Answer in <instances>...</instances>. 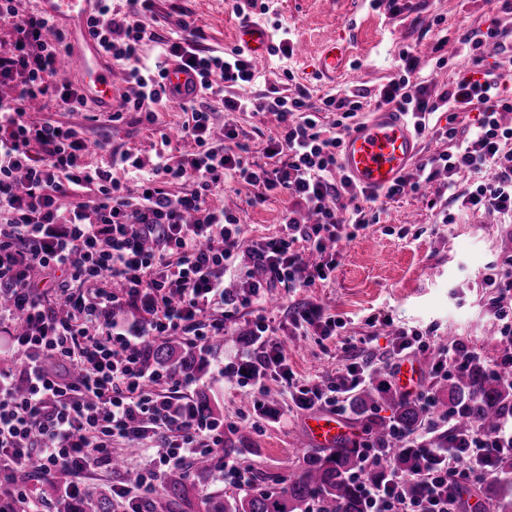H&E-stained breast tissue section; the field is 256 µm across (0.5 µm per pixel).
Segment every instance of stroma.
<instances>
[{
    "label": "stroma",
    "mask_w": 512,
    "mask_h": 512,
    "mask_svg": "<svg viewBox=\"0 0 512 512\" xmlns=\"http://www.w3.org/2000/svg\"><path fill=\"white\" fill-rule=\"evenodd\" d=\"M399 2L402 10L395 14L390 0H379L375 8L369 0H265L268 11L263 22L271 28L279 24L288 27L293 52L272 56L269 64L261 66L260 78L248 87V95L290 96L303 89L317 101L357 92L368 113L376 107L379 88L397 74L400 48H413L421 56L420 73L411 80L410 90H417L425 81L436 95L458 73L471 69L474 52L467 37L486 29L490 18L499 19L504 42L512 50V10L506 8L504 0ZM183 21L200 28L205 51L220 56L234 48L241 18L234 11L233 0H155L146 25L155 36L165 37ZM330 33L342 37L349 50L346 75L333 81L318 77L309 63L322 37ZM440 55L447 57L448 65L438 70L434 63ZM50 117L75 127L90 141H107V150L89 154L87 162L94 167L109 165L114 150L133 153L150 166L158 152L178 157L194 149L193 143L181 137L187 115L176 104L159 112L154 125L139 121L133 112L110 121L108 114L92 103L74 112L56 108ZM210 117L215 134L236 128L249 159L268 164L264 148L280 132L275 113L231 112L225 110L222 98H214ZM165 135L171 140L166 147L161 144ZM475 180L473 173L461 172L455 177V189L450 190L446 176L441 175L418 192L396 199L379 198V222L366 225L356 237L341 243L336 269L329 279L297 291L269 289L265 316L299 376L316 384L334 380L347 363L348 347L353 345L387 359L398 328L426 333L435 342L467 340L487 366L500 360L502 345L490 313L491 291L484 288L483 278L501 256L512 253V223H485L483 213L459 210L450 201V192L467 191ZM214 202L243 224L238 261L243 268H253L251 247L254 242L278 236L289 205L287 195L273 194L253 206L246 194L236 193L230 184ZM446 212L454 215V223H443ZM308 303L320 305L325 315L336 319L335 335H297L292 316L296 308ZM252 353L249 344L203 352L196 371L208 383L207 394L216 417L224 421L225 432L251 428L252 449L241 461L256 482L272 486L287 480L299 458L318 453L319 448L305 432V412L296 408L277 376H266L259 392L219 376V367L230 356ZM259 399L269 409V418H257L254 403ZM112 454L123 460V467L102 465L87 473L83 482L89 498L111 495L113 485L124 480L126 470L140 463L121 442L113 444ZM225 492L221 477L214 471L204 479H192L184 497H153L148 509L207 512V502H223Z\"/></svg>",
    "instance_id": "35a3bbf8"
}]
</instances>
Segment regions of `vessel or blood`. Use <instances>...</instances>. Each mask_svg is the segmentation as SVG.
Listing matches in <instances>:
<instances>
[{"label": "vessel or blood", "instance_id": "vessel-or-blood-1", "mask_svg": "<svg viewBox=\"0 0 512 512\" xmlns=\"http://www.w3.org/2000/svg\"><path fill=\"white\" fill-rule=\"evenodd\" d=\"M44 13L72 21L70 35L76 48L61 66L81 74L85 97L104 109H111L112 71L95 48L85 24L96 0H38ZM238 39L256 64L268 60L271 33L262 25L246 22L238 28ZM316 70L333 78L347 71V47L339 37L326 35L318 48ZM421 145L405 113L393 107L374 109L369 120L353 125L340 147L339 168L355 185L381 192L405 176L419 157ZM306 432L313 444L323 448L346 445L350 429L335 415L317 413L307 417Z\"/></svg>", "mask_w": 512, "mask_h": 512}]
</instances>
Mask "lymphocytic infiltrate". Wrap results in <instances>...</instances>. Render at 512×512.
Returning <instances> with one entry per match:
<instances>
[{"label": "lymphocytic infiltrate", "instance_id": "lymphocytic-infiltrate-1", "mask_svg": "<svg viewBox=\"0 0 512 512\" xmlns=\"http://www.w3.org/2000/svg\"><path fill=\"white\" fill-rule=\"evenodd\" d=\"M126 10L112 0H99L87 22L102 55L125 67L129 90L121 109L156 124L160 108L179 103L188 118L185 137L196 149L179 162L158 154L152 168L123 152L108 168L89 166L88 141L74 127L28 115L31 101L40 100L71 111L86 100L72 83L60 82V59L66 35L45 14L20 13L16 0H0V22L10 32L0 40V83L10 85L11 98L0 97V318L22 323L9 348L10 360L0 367V512H41V501L20 481L18 472L31 467L47 478L71 475L65 491L79 498L87 493L83 476L112 464V445L150 441L149 459L137 483L116 486L113 494L124 512H144L169 470L184 466L224 445V422L201 415L192 388L196 376L152 362L149 338L183 336L199 350L211 347L224 333V323L241 306L263 305L265 291L282 286L307 288L327 280L336 268L327 252L345 236L346 228L376 223L379 196L395 198L439 174L462 171L480 174L474 188L460 197L464 208L512 218V127L503 115L512 112V98L502 96L501 78L485 69L483 78L459 75L448 89L431 96L427 87L409 93L420 58L398 53V73L379 91L377 106L406 112L417 136L454 141L455 147L431 156L418 167L417 179L403 177L385 194L354 186L336 174L340 135H326L322 115L332 112L342 132L362 104L353 96L313 102L306 91L265 100L244 95L223 97L225 110L276 113L281 132L271 140L269 156H284L282 166L269 169L240 154L227 152L224 142L236 129L214 137L208 101L223 96L221 83L246 86L257 78L246 54L232 49L221 56L200 46L201 32L189 23L161 39L158 61L146 60L143 44L149 33L142 22L154 0H126ZM194 72L199 94L183 98L166 88L169 67ZM478 110L477 123L465 143H457L454 126L433 124L436 112ZM251 190L263 202L270 191L288 193L305 206L314 223H301L285 213L278 237L258 241L252 255L264 270L263 281L245 274L236 299L224 296V275L236 269V248L243 232L232 212L212 198L225 180ZM189 184L175 194L170 184ZM92 192L91 202L63 205L68 192ZM352 207L342 210L338 202ZM491 311L506 348L490 374L512 384V255L499 270L486 275ZM126 304L144 315L146 334L114 321L115 307ZM66 317H58L57 306ZM256 350L231 363L240 386L254 387L267 371L288 384L298 408L347 411L348 395L373 382L378 370L396 376L402 360L427 351L430 341L419 331L401 330L386 362L367 357L349 363L335 383L320 386L298 377L290 368L265 318L253 332ZM462 339L440 346L428 370L430 386L414 396L427 421L419 431H395L397 441L415 449L418 466L412 475L397 471L371 483L366 472L382 453L373 439L358 441L361 465L351 478L365 512H470V486L498 475L502 459L512 458V414L493 430L478 425L460 429L462 404L440 405L433 382L465 372L476 360ZM419 485L418 494L405 490Z\"/></svg>", "mask_w": 512, "mask_h": 512}]
</instances>
